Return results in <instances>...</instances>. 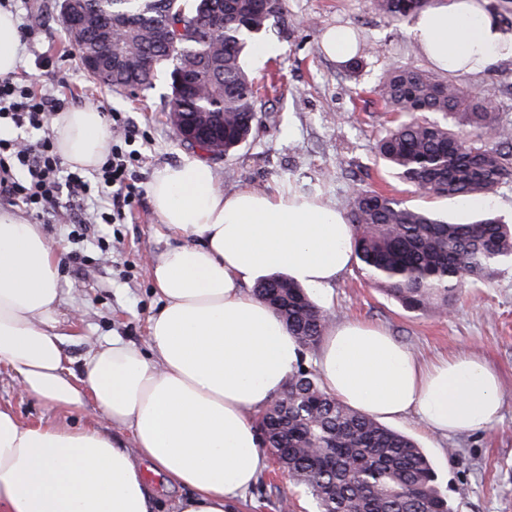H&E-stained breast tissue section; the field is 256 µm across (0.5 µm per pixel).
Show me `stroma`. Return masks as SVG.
I'll list each match as a JSON object with an SVG mask.
<instances>
[{"mask_svg":"<svg viewBox=\"0 0 512 512\" xmlns=\"http://www.w3.org/2000/svg\"><path fill=\"white\" fill-rule=\"evenodd\" d=\"M13 10L32 35L21 42L20 78L35 91L65 100L68 108L97 107L101 113H122L139 131L134 144L142 156L140 195L126 223L109 228V247L99 250L68 237L70 208L60 198L55 210L36 218L20 202L0 198L8 209L29 223H40L60 256L59 308L63 349L81 362L95 345L119 338L147 349L150 317L160 308L150 263L173 242L157 223L147 189L153 170L165 164L198 158L183 145L167 122L171 95L167 75L138 97L93 85L66 51L67 37L59 25L57 0H13ZM45 23L32 22L35 12ZM288 31L258 38L245 63L256 77L276 73L279 93L264 112L276 113L279 124L263 122L253 138L230 157L212 161L216 180L227 192L250 187L267 193L285 192L286 181L319 185V198L349 210L359 189L384 191L408 204L446 214L463 222L477 208L445 197L427 195L404 185L375 152V143L390 126L373 88L393 63L413 66L436 78L453 79L463 90L477 93L488 84L501 92L495 101L504 124L512 127V57L475 72L453 75L435 70L411 34L410 22L396 23L378 14L371 0H287ZM351 27L357 39L350 69L328 58L319 44L323 30ZM273 46L259 55L260 46ZM80 253L81 263L70 260ZM329 324L362 320L385 327L422 360L435 361L461 352L482 357L501 380V420L482 431L440 435L414 413L388 420V427L410 436L430 459L438 488L453 512H512V267L500 268L478 286L461 288L445 314L415 315L401 308L359 269L351 265L328 290H313ZM0 406L11 408L23 421L58 419L59 413L25 395L14 372L0 364ZM237 512H318L319 506L303 487L293 485L267 463L255 486L236 506Z\"/></svg>","mask_w":512,"mask_h":512,"instance_id":"stroma-1","label":"stroma"}]
</instances>
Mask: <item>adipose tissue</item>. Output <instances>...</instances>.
Returning <instances> with one entry per match:
<instances>
[{
	"label": "adipose tissue",
	"instance_id": "1",
	"mask_svg": "<svg viewBox=\"0 0 512 512\" xmlns=\"http://www.w3.org/2000/svg\"><path fill=\"white\" fill-rule=\"evenodd\" d=\"M412 32L443 71L512 56V40L478 0H435ZM20 49L19 21L0 9V77L17 71ZM52 123L68 163L97 165L110 139L99 109L61 111ZM148 188L158 223L177 239L152 265L162 305L149 349L100 344L77 370L58 332L59 255L40 225L0 210V363L27 395L63 412L92 408L133 439L126 448L93 428L25 423L0 407V512H151L148 468L188 489L177 512H232L266 466L245 411L284 390L301 351L246 287L272 273L329 287L354 260L353 227L314 197L224 192L197 160L155 169ZM318 370L327 391L375 418L412 411L451 435L501 417L498 377L479 357L424 364L362 321L328 329Z\"/></svg>",
	"mask_w": 512,
	"mask_h": 512
}]
</instances>
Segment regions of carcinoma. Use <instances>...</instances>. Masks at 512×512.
Returning <instances> with one entry per match:
<instances>
[{
	"label": "carcinoma",
	"mask_w": 512,
	"mask_h": 512,
	"mask_svg": "<svg viewBox=\"0 0 512 512\" xmlns=\"http://www.w3.org/2000/svg\"><path fill=\"white\" fill-rule=\"evenodd\" d=\"M166 0H83L80 27H63L79 66L89 57L128 64L113 70L106 86L145 89L159 73L202 66L194 92L171 94L167 111L221 117L224 135L209 151L229 156L262 122L260 87L247 70L249 44L280 22L286 0H181L185 54H171L158 32ZM432 0H372L375 10L404 21ZM224 16L221 36L189 28L199 15ZM125 16L131 25L102 39L101 20ZM492 87L470 94L408 66H390L377 88L399 119L378 141L380 158L400 180L427 193L461 200L492 195L512 176V135L491 106ZM353 247L360 269L410 313L445 312L463 281L476 286L512 264V225L488 215L450 223L376 190L351 198ZM256 297L273 308L302 349L324 336L326 315L308 289L284 274L259 279ZM256 426L278 468L317 500L319 512H451L435 486L434 470L407 436L356 411L328 393L319 376L299 365L288 385L258 416Z\"/></svg>",
	"instance_id": "1"
}]
</instances>
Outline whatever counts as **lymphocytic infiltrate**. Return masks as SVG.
<instances>
[{
	"label": "lymphocytic infiltrate",
	"mask_w": 512,
	"mask_h": 512,
	"mask_svg": "<svg viewBox=\"0 0 512 512\" xmlns=\"http://www.w3.org/2000/svg\"><path fill=\"white\" fill-rule=\"evenodd\" d=\"M62 106V100L33 90L18 77L0 78V124L35 133L26 141L0 137V195L21 202L38 217L49 214L60 197H68L74 210L72 238L91 237L102 248L106 238L98 225L122 223L138 193L137 132L121 113H111L122 131L119 143L92 177L66 171L48 126L49 115Z\"/></svg>",
	"instance_id": "obj_1"
}]
</instances>
